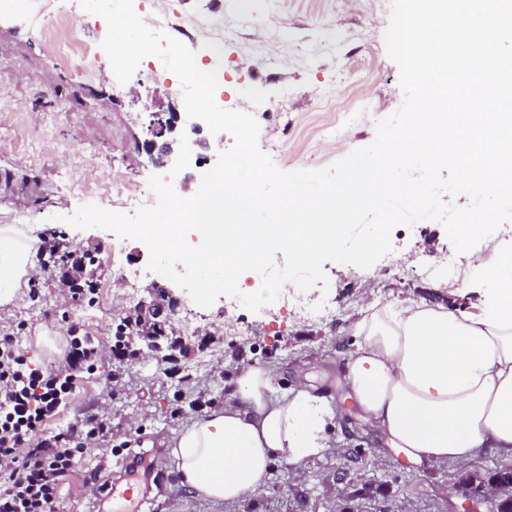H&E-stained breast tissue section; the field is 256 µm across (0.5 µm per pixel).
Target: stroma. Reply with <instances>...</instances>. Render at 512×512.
Returning a JSON list of instances; mask_svg holds the SVG:
<instances>
[{"label": "stroma", "mask_w": 512, "mask_h": 512, "mask_svg": "<svg viewBox=\"0 0 512 512\" xmlns=\"http://www.w3.org/2000/svg\"><path fill=\"white\" fill-rule=\"evenodd\" d=\"M145 23L165 13L172 37L207 60L213 22L229 29L231 42L217 65L224 71L218 93L227 104L254 110L257 89L288 94L269 112H255L259 146L268 149L287 138L284 171L320 170L370 145L378 120L402 105L399 67L379 32L387 14H375L369 0H133ZM275 29L279 41L261 45L260 35ZM35 35L11 0H0V170L14 174L0 188V225L29 214L39 239L35 259L40 273L19 288V298L0 306V336L9 334L31 367L54 371L74 337L90 338L99 355L90 369L77 373L71 394L35 435L43 440L91 419L98 429L85 440L76 470L59 492L60 512H113L101 485L125 474L132 454L154 477L145 512H497L489 491L460 485L466 472L490 478L512 468V458L486 448L462 469L448 463L418 465L369 427L351 403L336 423L334 452L305 458L300 467L274 466L264 485L240 505L190 497L180 483L167 446L174 432L210 409L223 405L225 386L242 359L274 369L283 386L312 384L333 396L342 394V374L354 349L352 324L373 301L441 303L454 299L472 308L474 294L449 297L448 286L464 283L473 253H456L444 226L422 220L391 232L392 250L371 268L324 263L326 297L333 309L319 319L274 303L258 312L222 296L207 308L173 286L179 300L177 335H209L205 350L175 363L112 357V334L124 305L122 266L147 267L146 244L101 228L80 230L65 218L93 203L111 209L114 183L125 174L149 179L158 168L143 151L156 112H184L175 94L177 77L140 65L126 84L112 70L101 79L75 87L72 71L58 53ZM345 107L358 100L373 104L356 123L343 125L333 144L319 142L317 127L335 122L325 108L324 89ZM174 152L166 168L178 188L199 183L203 172L228 150L229 134L202 130L192 144L184 128L172 133ZM60 238L91 249L98 274L90 296L66 298L57 278L58 258L49 243ZM456 256L458 272L444 260ZM193 325L185 327V310Z\"/></svg>", "instance_id": "obj_1"}]
</instances>
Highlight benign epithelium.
I'll return each mask as SVG.
<instances>
[{
  "label": "benign epithelium",
  "mask_w": 512,
  "mask_h": 512,
  "mask_svg": "<svg viewBox=\"0 0 512 512\" xmlns=\"http://www.w3.org/2000/svg\"><path fill=\"white\" fill-rule=\"evenodd\" d=\"M180 122L178 112L154 113L152 138L144 144L154 164L164 166L168 163L173 148L167 135L173 133ZM54 247L61 253L62 287L76 289L80 282L88 281L87 260L90 253L65 241L54 243ZM177 305L178 299L170 289L154 283L149 289L148 298L134 308L121 312L119 329L124 334L130 333V343L140 347L139 356L172 361L196 347H206L208 340L205 338L193 344L175 334L172 320Z\"/></svg>",
  "instance_id": "benign-epithelium-1"
}]
</instances>
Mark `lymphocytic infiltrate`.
I'll list each match as a JSON object with an SVG mask.
<instances>
[{"label": "lymphocytic infiltrate", "mask_w": 512, "mask_h": 512, "mask_svg": "<svg viewBox=\"0 0 512 512\" xmlns=\"http://www.w3.org/2000/svg\"><path fill=\"white\" fill-rule=\"evenodd\" d=\"M95 357L93 345L73 340L65 366L45 374L26 367L11 338L0 339V512H57L83 432L74 427L33 448L28 441L69 393L75 363Z\"/></svg>", "instance_id": "lymphocytic-infiltrate-1"}]
</instances>
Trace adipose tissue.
<instances>
[{"label":"adipose tissue","mask_w":512,"mask_h":512,"mask_svg":"<svg viewBox=\"0 0 512 512\" xmlns=\"http://www.w3.org/2000/svg\"><path fill=\"white\" fill-rule=\"evenodd\" d=\"M32 230L0 225V305L37 275ZM471 311L415 301L371 303L355 322L343 391L361 419L415 464L468 463L483 448L512 456V244L478 261ZM222 407L170 441L182 486L215 503L244 502L273 466L333 448L332 396L281 387L241 362Z\"/></svg>","instance_id":"adipose-tissue-1"}]
</instances>
